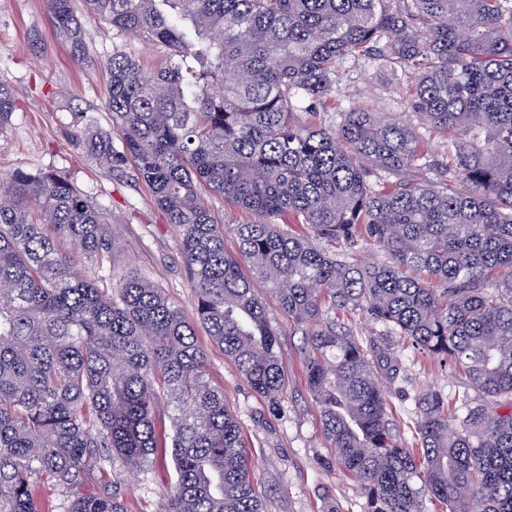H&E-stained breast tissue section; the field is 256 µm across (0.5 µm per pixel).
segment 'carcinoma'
<instances>
[{
	"label": "carcinoma",
	"mask_w": 512,
	"mask_h": 512,
	"mask_svg": "<svg viewBox=\"0 0 512 512\" xmlns=\"http://www.w3.org/2000/svg\"><path fill=\"white\" fill-rule=\"evenodd\" d=\"M78 3L116 42L111 125L77 112L74 136L109 176L131 169L150 188L180 238L196 321L136 270L110 289L82 271L107 263L112 237L68 178L1 181L0 512H125L118 491L82 488L155 459L160 403L175 482L159 512H264L195 324L276 407L269 297L304 336L321 433L364 512H423L425 498L512 512V0H47L77 57ZM131 36L168 49L160 71H142ZM355 56L411 75L414 111L445 133V172L465 189L422 178L419 136L383 112L296 118ZM14 110L0 80V131ZM379 172L396 181L372 183ZM202 184L255 216L235 225L233 254ZM364 243L389 261L355 258ZM355 313L382 332L339 320ZM389 336L463 376L452 397H414L415 449L392 432L385 383L407 364ZM42 480L62 502L38 499Z\"/></svg>",
	"instance_id": "cac0c4a2"
}]
</instances>
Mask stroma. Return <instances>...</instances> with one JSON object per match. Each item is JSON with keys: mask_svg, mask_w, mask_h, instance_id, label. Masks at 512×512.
I'll return each mask as SVG.
<instances>
[{"mask_svg": "<svg viewBox=\"0 0 512 512\" xmlns=\"http://www.w3.org/2000/svg\"><path fill=\"white\" fill-rule=\"evenodd\" d=\"M85 54L74 57L70 46L55 33L46 0H0V79L16 96L11 125L0 132V179L18 169L45 170L70 178L91 204L101 209L112 233V261L87 263L86 271L112 282L136 268L164 288L187 317H194V296L173 228L165 224L146 184L137 179L110 178L71 137L74 111L85 112L95 125L106 128L110 115L103 108L107 80L104 64L112 54V31L84 20ZM411 81L380 63L350 57L340 66L332 96L317 105L318 119L339 121L352 107H373L416 126L425 159L439 158L441 140L422 124L410 106ZM201 197L217 223L224 226V247L235 251L234 225L252 221L250 212L225 204L221 195L202 189ZM270 316L279 325V355L285 372L280 410L247 385L234 362L199 340L208 354L212 382L224 389L226 405L237 415L254 465V484L266 512H363L365 500L355 481L344 475L321 436L319 410L303 372L301 334L292 332L278 309ZM390 345L410 362L408 383L390 386L398 443L415 447L414 401L427 389L454 390L453 366L419 353L399 338ZM106 481L116 487L127 512H159L174 483L170 454H160L153 469L141 472L122 467L108 470Z\"/></svg>", "mask_w": 512, "mask_h": 512, "instance_id": "1", "label": "stroma"}]
</instances>
